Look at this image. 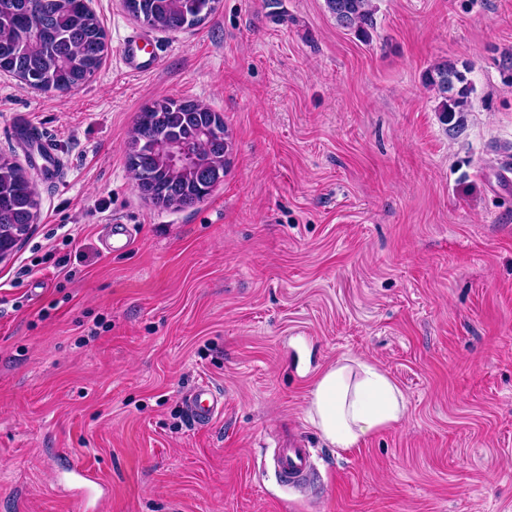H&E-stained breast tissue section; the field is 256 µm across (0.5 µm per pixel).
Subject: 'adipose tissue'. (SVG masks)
I'll list each match as a JSON object with an SVG mask.
<instances>
[{"label": "adipose tissue", "mask_w": 512, "mask_h": 512, "mask_svg": "<svg viewBox=\"0 0 512 512\" xmlns=\"http://www.w3.org/2000/svg\"><path fill=\"white\" fill-rule=\"evenodd\" d=\"M406 410L401 390L373 363L343 358L315 382L308 419L336 448H353L383 428L399 422Z\"/></svg>", "instance_id": "ef3b65f1"}]
</instances>
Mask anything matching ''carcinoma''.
<instances>
[{"mask_svg":"<svg viewBox=\"0 0 512 512\" xmlns=\"http://www.w3.org/2000/svg\"><path fill=\"white\" fill-rule=\"evenodd\" d=\"M218 0H124L142 24L175 32L194 27L216 10ZM336 25L368 36L373 27L371 0H326ZM106 51L105 33L89 0H16L0 8V72L40 91L66 92L90 81ZM425 81L438 93L439 121L448 125L470 108L473 87L464 72L449 62L430 69ZM223 120L209 108L190 102L155 101L137 117L128 159L140 192L155 191L191 207L214 188L216 170L224 169L229 143L215 136ZM178 141L199 164L182 171L166 160V146ZM38 199L25 170L0 157V249L11 252L34 223Z\"/></svg>","mask_w":512,"mask_h":512,"instance_id":"1","label":"carcinoma"}]
</instances>
